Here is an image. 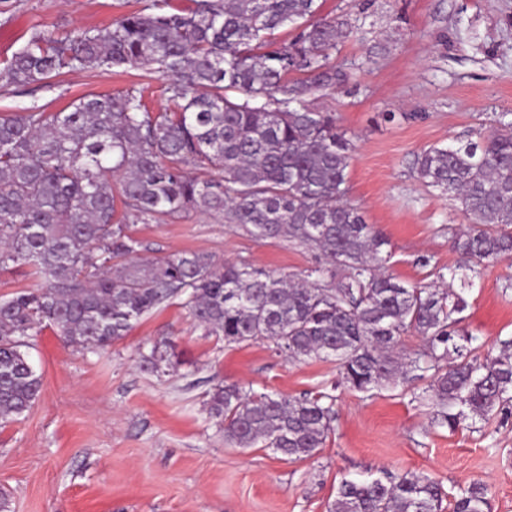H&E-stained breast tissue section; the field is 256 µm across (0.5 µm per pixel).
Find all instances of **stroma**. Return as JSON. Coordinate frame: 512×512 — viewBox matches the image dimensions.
Masks as SVG:
<instances>
[{
    "instance_id": "35a3bbf8",
    "label": "stroma",
    "mask_w": 512,
    "mask_h": 512,
    "mask_svg": "<svg viewBox=\"0 0 512 512\" xmlns=\"http://www.w3.org/2000/svg\"><path fill=\"white\" fill-rule=\"evenodd\" d=\"M146 0H0V115L31 107L59 112L88 95L139 85L151 111L174 109L163 80L142 68L74 70L19 87L1 70L34 31L56 37L115 24ZM320 15H348L355 31L331 60L345 82L312 104L332 113L355 149L347 199L388 240L386 271L428 284L453 268L449 228L470 221L454 198L419 178L418 154L479 139L512 113V0H318ZM141 256L205 252L279 272L312 266V249L258 241L222 215L190 212L139 224ZM512 263L484 268L463 295V325L478 356L512 337ZM170 338L169 369H144L155 341ZM29 358L42 378L33 407L0 424V493L10 512H327L343 478L380 469L428 474L447 493L480 480L491 512H512V419L456 432L432 422L427 402L387 385L335 390L334 363L291 362L269 343L225 346L175 301L145 315L103 350L64 346L55 330L35 336ZM299 397L336 394L334 431L313 457L285 460L224 439L208 410L216 383Z\"/></svg>"
}]
</instances>
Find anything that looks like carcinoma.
Returning a JSON list of instances; mask_svg holds the SVG:
<instances>
[{"mask_svg": "<svg viewBox=\"0 0 512 512\" xmlns=\"http://www.w3.org/2000/svg\"><path fill=\"white\" fill-rule=\"evenodd\" d=\"M318 12L317 0H194L187 12L149 0L75 37L35 32L8 61V79L22 87L64 69L142 67L166 80L177 110L149 111L133 85L80 98L66 112L0 117V269L27 264L41 279L0 299L1 421L39 397L28 349L42 328L74 348L102 349L173 300L227 346L269 341L292 362L335 363L338 388L369 393L392 382L412 391L427 380L433 422L451 431L512 414V339L496 356L475 355L456 318L463 295L386 273L388 241L346 200L352 142L310 99L340 80L331 51L352 26ZM288 27L294 36L280 39ZM293 72L302 77L288 78ZM507 116L487 137L415 159L419 177L470 219L452 241L459 268L475 277L512 257ZM190 211L222 213L256 239L310 246L319 261L286 275L202 252L138 257L134 225ZM408 333L422 349L403 348ZM335 402L237 384L215 385L208 399L226 441L262 443L293 460L323 447ZM447 497L427 474L383 470L343 479L329 512H443ZM452 512H490L486 486L458 487Z\"/></svg>", "mask_w": 512, "mask_h": 512, "instance_id": "obj_1", "label": "carcinoma"}]
</instances>
